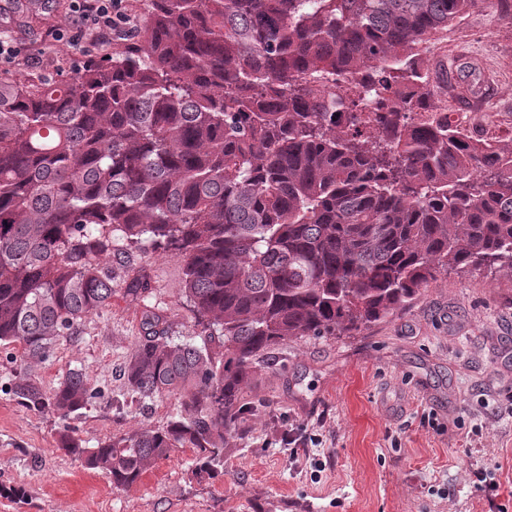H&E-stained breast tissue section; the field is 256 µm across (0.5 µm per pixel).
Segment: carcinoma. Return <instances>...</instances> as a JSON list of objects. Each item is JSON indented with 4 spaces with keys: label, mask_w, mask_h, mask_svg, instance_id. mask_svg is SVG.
Here are the masks:
<instances>
[{
    "label": "carcinoma",
    "mask_w": 512,
    "mask_h": 512,
    "mask_svg": "<svg viewBox=\"0 0 512 512\" xmlns=\"http://www.w3.org/2000/svg\"><path fill=\"white\" fill-rule=\"evenodd\" d=\"M485 0H147L136 37L71 76L0 77V344L11 392L66 420L100 390L32 375L112 306V240L185 262L201 342L144 305L118 408L175 394L162 429L61 449L137 483L175 448L223 465L256 361L348 335L441 271L512 270V148L434 107L419 45ZM222 339L214 356L208 343Z\"/></svg>",
    "instance_id": "cac0c4a2"
}]
</instances>
